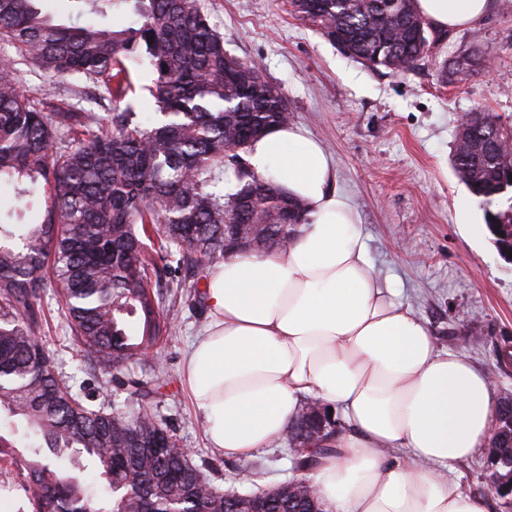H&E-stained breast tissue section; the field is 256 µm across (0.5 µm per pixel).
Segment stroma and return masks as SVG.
Instances as JSON below:
<instances>
[{
    "label": "stroma",
    "instance_id": "35a3bbf8",
    "mask_svg": "<svg viewBox=\"0 0 512 512\" xmlns=\"http://www.w3.org/2000/svg\"><path fill=\"white\" fill-rule=\"evenodd\" d=\"M210 25L242 60L258 63L262 75L288 99L290 121L320 140L331 154L336 186L358 208L370 258L381 281L396 288L431 329L440 350L466 356L488 373L497 402L512 398V263L497 252L484 209L471 199L452 164L458 130L477 106L512 124V0H495L493 11L470 29L448 32L436 59L401 73L373 70L342 54L313 27L290 12L288 0H202ZM58 22L100 21L114 30L137 27L132 7L101 18L84 0H39ZM472 52L481 66L466 78L442 79V61ZM21 86L33 95L51 90L55 103L105 116L100 86L83 76L55 78L28 56L0 43ZM470 199L474 224L457 222V205ZM207 271L179 270L162 278L163 318L171 327L160 350L165 373L149 357L133 372L153 388L152 411L212 483L241 494L290 478L286 441L258 450L242 462L209 448L204 425L184 390L185 352L206 321L201 290ZM63 381L93 396L94 407L123 406L125 392L80 347L71 344L63 320L52 317L45 339ZM11 440L0 448V512L24 506L26 445L38 437L23 424L0 421ZM487 452L453 464L448 473L466 493L484 498L488 512H512L501 496Z\"/></svg>",
    "mask_w": 512,
    "mask_h": 512
}]
</instances>
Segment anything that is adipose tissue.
Returning a JSON list of instances; mask_svg holds the SVG:
<instances>
[{
    "label": "adipose tissue",
    "mask_w": 512,
    "mask_h": 512,
    "mask_svg": "<svg viewBox=\"0 0 512 512\" xmlns=\"http://www.w3.org/2000/svg\"><path fill=\"white\" fill-rule=\"evenodd\" d=\"M494 0H416L440 31L481 23ZM259 174L308 204L286 245L225 258L205 282L207 321L183 379L210 447L245 460L282 438L308 400L344 425L311 474L322 512H488L444 468L484 448L493 381L438 349L374 274L359 213L322 144L293 125L251 145Z\"/></svg>",
    "instance_id": "adipose-tissue-1"
}]
</instances>
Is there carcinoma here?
Instances as JSON below:
<instances>
[{"label":"carcinoma","instance_id":"carcinoma-1","mask_svg":"<svg viewBox=\"0 0 512 512\" xmlns=\"http://www.w3.org/2000/svg\"><path fill=\"white\" fill-rule=\"evenodd\" d=\"M134 2L140 26L114 32L93 24L56 23L38 0H0V42H8L54 77L82 74L112 103L102 118L46 112L0 64V178L13 182L23 210L43 203L38 223L0 222V416L23 420L41 437L31 449L24 490L32 512H230L224 490L199 484L201 471L167 427L153 421L150 390L134 373L123 386L134 411L94 409L58 378L41 336L45 288L55 289L73 340L101 369L120 370L157 347L166 333L152 278L158 263L143 238L157 236L166 256L188 269L242 249L225 247L224 229L268 250L288 243L307 204L255 173L251 144L288 124L281 88L231 54L200 0H89L92 10ZM291 12L346 54L391 73L425 64L438 37L415 0H289ZM145 45L156 73L152 120L121 107L130 89L125 64ZM469 145L455 169L481 200L501 255L509 232L512 126L481 107L469 113ZM504 235H499V232ZM500 451L512 457V421L497 415ZM335 432L329 419L301 416L288 433L306 447ZM334 448L299 455L293 469L309 479ZM94 462L110 498L87 494L77 475L51 460Z\"/></svg>","mask_w":512,"mask_h":512}]
</instances>
